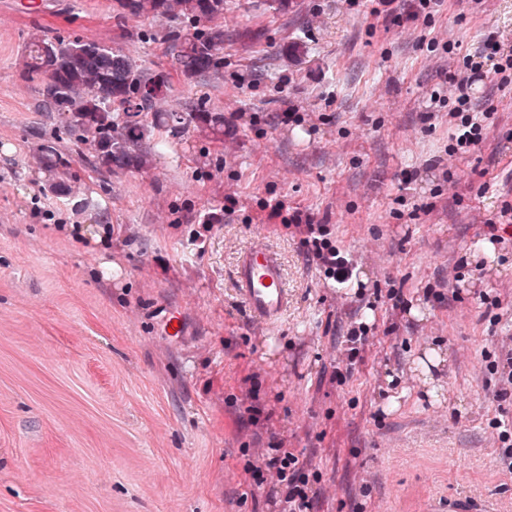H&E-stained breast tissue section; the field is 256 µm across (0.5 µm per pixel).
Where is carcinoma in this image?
Returning a JSON list of instances; mask_svg holds the SVG:
<instances>
[{"instance_id":"cac0c4a2","label":"carcinoma","mask_w":512,"mask_h":512,"mask_svg":"<svg viewBox=\"0 0 512 512\" xmlns=\"http://www.w3.org/2000/svg\"><path fill=\"white\" fill-rule=\"evenodd\" d=\"M115 17L163 16L179 13L193 23V32L168 38L172 66L190 79L217 67L224 51V0H112ZM42 80L48 111L63 128L90 145L97 163L112 170H144L152 156L143 144L154 130L180 134L191 123L224 133V116L199 106L195 113L161 108L167 89L162 71L145 69L120 48L80 39L33 37L26 45L20 77ZM39 163L50 169L66 166L53 144L40 147Z\"/></svg>"}]
</instances>
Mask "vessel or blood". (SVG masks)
Returning <instances> with one entry per match:
<instances>
[{
    "mask_svg": "<svg viewBox=\"0 0 512 512\" xmlns=\"http://www.w3.org/2000/svg\"><path fill=\"white\" fill-rule=\"evenodd\" d=\"M234 280L249 311L263 324L280 320L288 307L289 295L278 257L256 239L240 257Z\"/></svg>",
    "mask_w": 512,
    "mask_h": 512,
    "instance_id": "1",
    "label": "vessel or blood"
}]
</instances>
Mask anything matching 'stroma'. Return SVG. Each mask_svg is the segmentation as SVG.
Segmentation results:
<instances>
[{
    "instance_id": "1",
    "label": "stroma",
    "mask_w": 512,
    "mask_h": 512,
    "mask_svg": "<svg viewBox=\"0 0 512 512\" xmlns=\"http://www.w3.org/2000/svg\"><path fill=\"white\" fill-rule=\"evenodd\" d=\"M373 7L224 0V58L188 79L164 42L183 16L0 0V512H281L245 471L272 446L303 462L318 512H448L475 492L512 512L494 425H512V384L490 369L512 353V234L487 229L512 207V84L484 62L469 152H450L448 121L464 58L490 36L512 48V0H443L427 22L410 0ZM37 33L167 71L165 108L205 106L223 135L160 130L147 171L106 170L20 78ZM48 141L75 198L48 189ZM297 210L352 281L308 260ZM258 238L290 295L272 326L233 280Z\"/></svg>"
}]
</instances>
